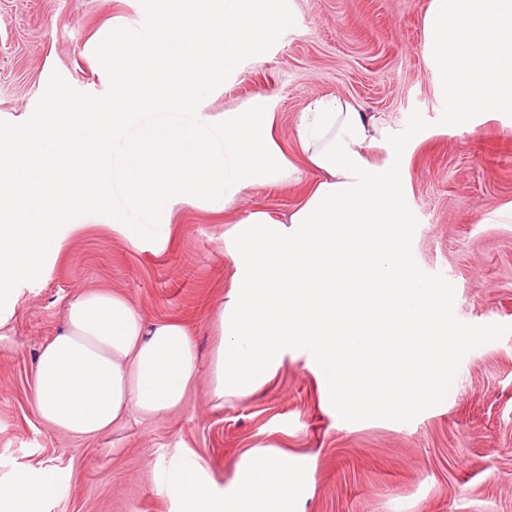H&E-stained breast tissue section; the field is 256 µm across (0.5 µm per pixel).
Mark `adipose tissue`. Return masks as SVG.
<instances>
[{
    "instance_id": "obj_1",
    "label": "adipose tissue",
    "mask_w": 512,
    "mask_h": 512,
    "mask_svg": "<svg viewBox=\"0 0 512 512\" xmlns=\"http://www.w3.org/2000/svg\"><path fill=\"white\" fill-rule=\"evenodd\" d=\"M423 25L450 112H512V0H430ZM295 135L319 177L286 219L255 210L225 232L235 274L208 363L179 323L147 322L114 291L78 294L37 358L41 419L95 437L178 408L202 374L214 400L249 399L293 352L342 418H400L446 396L458 342L448 305L406 265L396 170L365 155L385 128L336 96L312 102ZM310 476V457L269 444L240 456L223 491L197 463H172L166 480L179 512H304ZM55 491L18 476L0 484V504L36 512Z\"/></svg>"
}]
</instances>
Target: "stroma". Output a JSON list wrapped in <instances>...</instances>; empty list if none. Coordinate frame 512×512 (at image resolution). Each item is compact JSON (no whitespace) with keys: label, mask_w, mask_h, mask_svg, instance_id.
Returning <instances> with one entry per match:
<instances>
[{"label":"stroma","mask_w":512,"mask_h":512,"mask_svg":"<svg viewBox=\"0 0 512 512\" xmlns=\"http://www.w3.org/2000/svg\"><path fill=\"white\" fill-rule=\"evenodd\" d=\"M429 2L288 0L293 26L200 103L216 120L266 98L274 141L297 174L248 187L222 210L179 204L160 251L147 241L132 247L110 217L85 216L48 271L21 289L0 332V483L56 474V494L39 512H176L163 477L176 449L190 450L220 486L242 453L275 439L315 458L305 512H512V221L487 219L512 208V112L450 117L424 57ZM140 17L139 0H0V119L30 117L55 71L104 95L109 80L94 49L115 28L140 27ZM328 96L355 101L407 143L399 161L413 220L407 262L455 282L449 301L462 341L447 399L404 418L341 421L319 400L306 359L291 356L249 400L219 406L200 384L164 417H132L90 439L42 420L37 357L81 290H114L147 321H178L208 354L234 272L224 233L253 210L279 218L304 202L317 174L294 128L310 102ZM489 320L497 330L482 335Z\"/></svg>","instance_id":"1"}]
</instances>
